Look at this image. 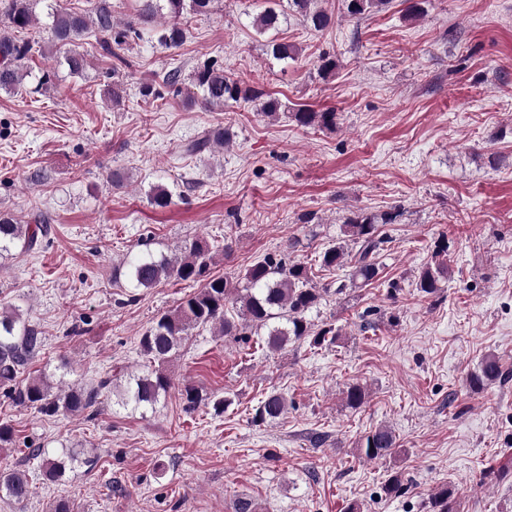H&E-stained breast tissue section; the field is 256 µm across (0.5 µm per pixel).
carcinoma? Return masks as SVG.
Here are the masks:
<instances>
[{
  "mask_svg": "<svg viewBox=\"0 0 512 512\" xmlns=\"http://www.w3.org/2000/svg\"><path fill=\"white\" fill-rule=\"evenodd\" d=\"M36 0H0V18L7 30L0 33V91L11 93L20 88L27 76L25 62L32 55L33 45L16 38L9 30H23L36 22L33 5ZM214 0H140L138 13L131 18L126 28L115 30L110 6L100 0L91 14L69 11L58 0H47L48 26L51 46L65 50V60L74 73L84 69V58L70 49L89 28L93 27L102 36V47L112 57L120 58L119 51L131 39L141 37L139 25L166 14L167 22L157 31V40L168 50L177 49L184 40V14L207 16ZM288 8L301 14L305 24L315 31L328 28L332 17L312 7L313 0H286ZM391 0H345L348 16L361 19L376 10L389 7ZM280 12L269 7L260 13L255 24L261 31L276 27ZM195 82L202 90L199 104L204 108L222 106L227 101H250L264 97L260 89H245L224 75V67L213 60L195 74ZM294 121L302 127L336 126V112H316L299 108L292 113ZM231 136L224 128L203 132L191 141L187 151L202 153L213 147H224ZM152 205L169 206L172 195L163 185L153 187L149 193ZM397 214L386 213L378 218L372 215L354 214L345 222V234L350 249L333 246L321 255L320 267L340 268L350 265L349 283L337 287L341 292L347 286L360 288L371 283L379 273L377 257L389 238L379 225L391 224ZM51 232L49 219L39 213L34 223L21 224L9 213L0 212V258L9 256L15 249L32 250L38 242ZM182 256L171 257L145 249L128 263L124 276L131 288H154L162 283L200 282L202 286L184 296L172 311L155 317L152 325L142 334L140 347L148 357L150 368L140 375L129 378L120 398L124 407L147 410L168 392L171 379L165 372V364L188 339L195 328H210L220 336H242L247 327L266 330L264 344L272 352L284 349L291 341L309 340L314 347L336 340L333 328L313 330L306 314L319 299V289L314 285L312 266L305 262L287 260L283 257L267 256L251 266L246 274L247 285L242 293L235 292L231 283L222 277L207 276L212 261L211 247L200 239L187 241L181 247ZM446 274L442 262L424 266L418 276L420 292L433 294L441 278ZM238 305L237 317H228L226 305ZM45 336L39 326L27 321L18 310L0 313V393L15 405L35 409L45 415L57 413L81 414L97 412L102 405L101 397L112 384V374L100 378L90 387L73 385L52 391V386L42 377L21 379L43 350ZM503 378L499 360L485 357L478 367L467 376L469 386L482 390L487 385ZM348 407L356 409L364 404L366 390L359 384H350L343 391ZM286 398L272 391L260 401L255 409L253 421H274L287 410ZM360 452L368 460L385 459L398 452L393 432L380 426L367 433L361 441ZM33 458L41 460L43 476L49 481L59 480L65 473V462L46 456L42 448L30 449ZM31 477L29 470L18 467L0 471V497L22 503L30 496ZM428 512H455L454 491L442 486L434 490L427 501Z\"/></svg>",
  "mask_w": 512,
  "mask_h": 512,
  "instance_id": "cac0c4a2",
  "label": "carcinoma"
}]
</instances>
